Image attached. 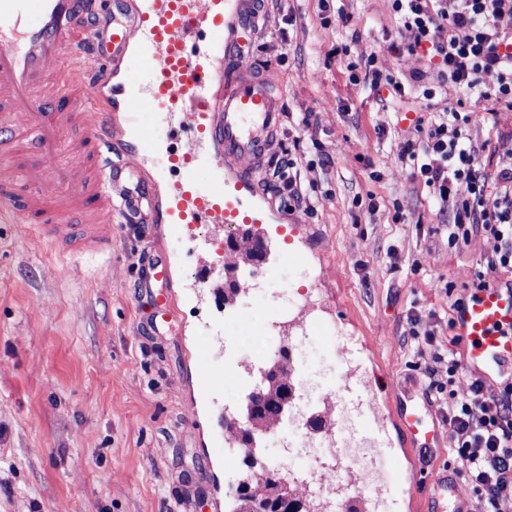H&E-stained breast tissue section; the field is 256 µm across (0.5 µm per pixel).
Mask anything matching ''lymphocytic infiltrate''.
<instances>
[{
    "label": "lymphocytic infiltrate",
    "mask_w": 512,
    "mask_h": 512,
    "mask_svg": "<svg viewBox=\"0 0 512 512\" xmlns=\"http://www.w3.org/2000/svg\"><path fill=\"white\" fill-rule=\"evenodd\" d=\"M391 9L414 40L409 51L425 50L437 63L431 75L410 81L424 98L453 84L464 95L512 112V0H390ZM477 115L436 112L415 122L416 140L402 157L431 188L450 218L448 241L465 243L482 235L495 242L486 273L512 270V170L488 176L468 131ZM477 274L473 292L488 289ZM412 356L421 367L423 391L443 406L453 471L469 484L484 512H512V382L495 395L486 379L471 374L467 391L456 383L465 374L462 338L442 335L438 315L411 314Z\"/></svg>",
    "instance_id": "1"
}]
</instances>
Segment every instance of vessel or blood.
Segmentation results:
<instances>
[{
	"label": "vessel or blood",
	"mask_w": 512,
	"mask_h": 512,
	"mask_svg": "<svg viewBox=\"0 0 512 512\" xmlns=\"http://www.w3.org/2000/svg\"><path fill=\"white\" fill-rule=\"evenodd\" d=\"M109 0H0V219L34 228L44 247L76 258L112 248V217L148 215L170 236L202 224H265L255 173L281 113L262 75H244L232 29H247L257 0H110L112 27L95 23ZM160 114L165 137L137 116ZM158 154L173 180L158 204L131 158ZM212 173L209 184L200 170ZM85 217L82 229L69 222ZM466 366L512 360V287L490 288L455 318ZM347 371L317 416L334 439L352 495L365 512L377 485L389 494L393 455L374 384L352 367L350 337L335 339ZM400 423L412 447L441 430L414 390H400ZM431 512H467L456 477L416 486Z\"/></svg>",
	"instance_id": "b4317fda"
}]
</instances>
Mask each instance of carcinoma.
<instances>
[{
  "mask_svg": "<svg viewBox=\"0 0 512 512\" xmlns=\"http://www.w3.org/2000/svg\"><path fill=\"white\" fill-rule=\"evenodd\" d=\"M261 244L260 238L249 232L237 242L234 251L243 253L245 259L251 260L259 252ZM273 358L279 360L282 366L268 370L265 383L247 393V398L254 406V415L244 421L237 410L224 413V432L233 441L245 466L243 479L233 493L232 512H278L283 476L268 465L264 448H251L246 442V438L251 435L264 438L279 425L277 403L294 388L287 372L288 360L293 358L291 352L282 346ZM311 504L313 500L306 491L303 479H291L288 512H310L308 506Z\"/></svg>",
  "mask_w": 512,
  "mask_h": 512,
  "instance_id": "cac0c4a2",
  "label": "carcinoma"
}]
</instances>
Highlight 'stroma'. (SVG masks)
<instances>
[{"label": "stroma", "instance_id": "obj_1", "mask_svg": "<svg viewBox=\"0 0 512 512\" xmlns=\"http://www.w3.org/2000/svg\"><path fill=\"white\" fill-rule=\"evenodd\" d=\"M328 4L323 12L318 0H266L258 29L240 35L242 66L266 72L281 106L272 155L295 161L310 200L288 206L270 168L257 172L288 233L268 230L246 315L263 331L285 318L290 301L324 303L329 324L355 344L371 342L362 371L385 373L397 387L415 374L410 313L447 317L494 242L449 244L447 214L402 158L416 115L456 107L461 92L448 85L431 100L417 90L380 98L364 78L368 57L398 78L432 72L433 60L409 51L413 37L388 0ZM465 108L479 115L471 135L485 172L512 168V112ZM226 236L204 225L196 240L176 242L145 224H119L111 251L74 260L48 254L26 225L0 222V512H227L243 464L215 451L234 402L224 388H201L194 369L201 348L221 368L247 357L216 296L225 264L241 260L225 253ZM205 240L208 252H198ZM154 250L171 255L169 285L135 287L142 256ZM204 267L205 288L192 289ZM164 288L176 316L155 331ZM294 352L305 376L336 370L322 330ZM382 408L401 481L377 512H427L412 478L446 470L448 442L406 454L399 401Z\"/></svg>", "mask_w": 512, "mask_h": 512}]
</instances>
